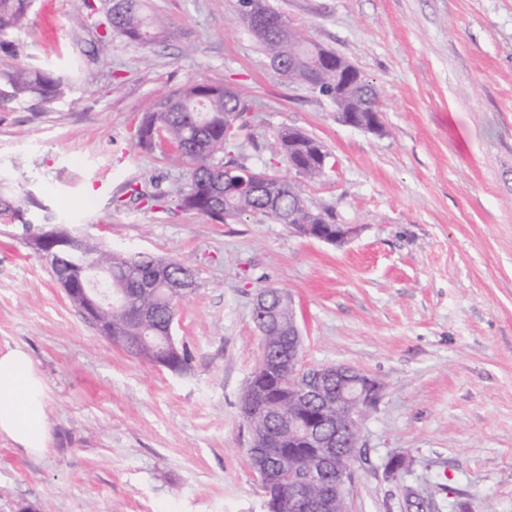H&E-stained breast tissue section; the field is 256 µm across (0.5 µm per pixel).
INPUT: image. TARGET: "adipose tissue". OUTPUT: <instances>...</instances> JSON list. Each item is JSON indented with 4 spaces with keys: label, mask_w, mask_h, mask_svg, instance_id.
Masks as SVG:
<instances>
[{
    "label": "adipose tissue",
    "mask_w": 512,
    "mask_h": 512,
    "mask_svg": "<svg viewBox=\"0 0 512 512\" xmlns=\"http://www.w3.org/2000/svg\"><path fill=\"white\" fill-rule=\"evenodd\" d=\"M48 390L20 348L0 353V436L28 453L46 452Z\"/></svg>",
    "instance_id": "obj_1"
}]
</instances>
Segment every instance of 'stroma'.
Instances as JSON below:
<instances>
[{"label":"stroma","mask_w":512,"mask_h":512,"mask_svg":"<svg viewBox=\"0 0 512 512\" xmlns=\"http://www.w3.org/2000/svg\"><path fill=\"white\" fill-rule=\"evenodd\" d=\"M381 93L384 131L336 118L330 99L275 70L237 0H147L176 29L150 46L75 28L83 0H36L15 60L55 70L67 95L0 108V352L24 348L48 389L49 449L0 437V512H267L240 413L262 356L259 289L290 297L308 365L353 366L382 398L360 423L366 451L348 512H512V0H269ZM193 82L241 90L251 125L224 146L288 175L266 147L283 127L319 140L307 203L360 226L342 246L266 217L219 223L134 184L185 182V166L136 144L139 120ZM66 221L122 253L191 268L176 314L190 351L176 374L129 356L69 301L30 250L26 222ZM413 463L387 478L388 455Z\"/></svg>","instance_id":"obj_1"}]
</instances>
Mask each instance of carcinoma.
Here are the masks:
<instances>
[{"label":"carcinoma","instance_id":"cac0c4a2","mask_svg":"<svg viewBox=\"0 0 512 512\" xmlns=\"http://www.w3.org/2000/svg\"><path fill=\"white\" fill-rule=\"evenodd\" d=\"M32 4L33 0H0V51L5 55L13 53V44L8 36L23 25ZM260 6L266 16V35L259 39V43L270 57L285 61L288 79L309 85L346 112L380 111V96L372 81L364 78L349 88L336 84V74L316 70L311 63L317 43L293 28L266 0ZM85 9L86 13L77 19V24L82 26L97 19L104 39L116 35L144 46L173 35V30L163 21L147 14L144 0H109V7L101 18L98 17L96 0H85ZM68 88V78L37 65L0 68L1 107L28 103L49 105L61 99ZM164 100V104L142 115L137 144L149 150L154 147L157 137H163L171 146L173 159L189 165L190 180L184 187L156 194L132 186L130 196L154 202L169 197L178 207L206 214L219 222L227 216L262 215L279 224L330 223L329 214L306 207L303 183L297 178L270 173L265 184L254 193L224 194V181L247 170V166L241 163L220 157L227 142V127L236 125L241 130L247 126L246 117L252 110V104L241 91L230 90L217 83L195 82L170 92ZM270 149L273 154L288 158V131H277L272 136ZM21 201L41 207L30 194L20 199L0 196V213L19 210ZM74 260L112 270L109 287L124 289L126 307H114L106 315L112 324V335L131 334L130 309L146 307L152 311L153 332L140 344L138 358L155 361L159 354L155 337L164 330L180 304V295L173 289V283L182 278H194L192 270L171 260L169 274L159 282L155 291L145 293L139 288V283L155 272L156 259L152 256L114 253L106 245L88 239L85 252L74 256ZM278 299L280 327L267 330L263 336L264 347L285 360L293 359V365L284 373L258 365L248 380L258 397L257 406L243 414L251 436L279 449V455L271 461L275 468L292 460L293 453L305 456L318 452V448L313 440L292 436L280 427L271 410L306 423L313 415L323 412L338 418L344 429L349 431L353 409L351 405L336 407L334 383L324 387V394L314 405L303 402L297 394L296 384L288 383V374H298L302 370L301 345H290L288 338L283 336L282 328L288 326V312L292 307L287 294L280 293ZM309 492L328 495L330 512H347L346 493L344 489L336 488V481L313 483Z\"/></svg>","mask_w":512,"mask_h":512}]
</instances>
